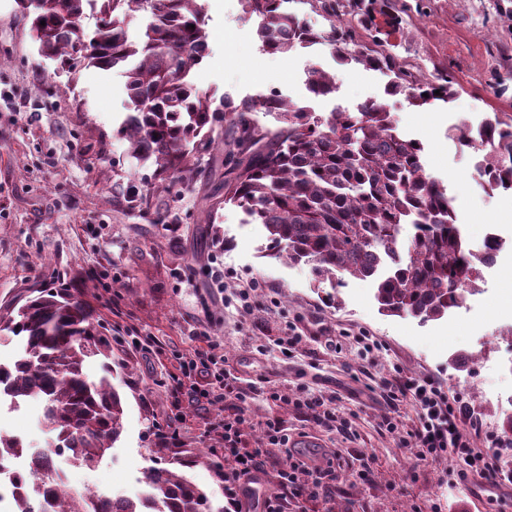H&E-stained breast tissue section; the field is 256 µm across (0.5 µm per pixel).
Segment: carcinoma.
I'll list each match as a JSON object with an SVG mask.
<instances>
[{
	"label": "carcinoma",
	"instance_id": "obj_1",
	"mask_svg": "<svg viewBox=\"0 0 512 512\" xmlns=\"http://www.w3.org/2000/svg\"><path fill=\"white\" fill-rule=\"evenodd\" d=\"M259 19L262 51L283 53L326 42L343 64H361L390 75L385 94L422 107L451 97L446 83L415 80L380 48L355 42L342 21L341 0H312L330 22L313 30L288 12L289 0H243ZM30 21L39 54L103 69L121 67L127 77L129 113L121 129L129 156L155 165L168 187L193 182L195 159L214 149L224 157V203L264 226L276 255L312 267L319 283L377 277L375 298L394 316L423 322L442 319L477 290L486 253L472 248L456 224L448 189L425 174L422 143L401 134L383 100L318 114L275 91L235 103L216 98L191 80L208 54L201 0H18ZM92 13L87 35L82 21ZM146 16L132 35L126 20ZM315 98L336 93L333 75L307 70ZM440 94H434V91ZM270 114L277 125L261 123ZM492 157L478 165L481 186L512 191V116L483 127ZM413 232L405 238L403 229ZM23 338L17 360L0 365V399L44 402L42 423L54 435L51 448L29 454L31 473L16 478L12 512H225L212 494L182 472L205 459L200 448L152 449L144 472L147 491L136 500L99 491L75 493L56 471L54 457L94 467L122 433L123 401L112 384V341L66 290L27 288L0 305V334ZM99 358L105 375L91 380L88 360ZM25 451L0 436V464Z\"/></svg>",
	"mask_w": 512,
	"mask_h": 512
}]
</instances>
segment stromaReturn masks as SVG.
I'll return each instance as SVG.
<instances>
[{
  "label": "stroma",
  "mask_w": 512,
  "mask_h": 512,
  "mask_svg": "<svg viewBox=\"0 0 512 512\" xmlns=\"http://www.w3.org/2000/svg\"><path fill=\"white\" fill-rule=\"evenodd\" d=\"M203 4L209 54L195 69L198 87L237 102L274 89L317 112L384 96L387 75L340 64L327 44L261 53L242 0ZM373 23L363 44L380 38L417 80L448 78V101L414 107L397 96L389 105L399 131L422 142L425 171L447 188L465 237L476 245L494 228L511 238L512 199L481 188L474 153L453 133L468 120L512 116V0H377ZM313 62L334 76V97L309 96ZM127 100L123 69H68L40 56L17 0H0V304L32 286L67 285L124 361L112 378L124 402L121 436L92 469L57 457L68 485L138 498L164 431L206 449V462L186 474L223 498L211 464L224 446L209 431L220 409L167 384L213 340L238 379L248 423L279 420L291 447L337 453L357 471L370 465L368 480L338 484L308 512H512V486H485L474 473L462 480L451 461L422 458L408 435L414 409H389L375 389L399 372L436 375L480 420L477 447L501 438L512 415V250L448 317L385 315L373 279L348 276L333 288L275 256L263 226L219 194L217 158H200L193 188L157 190L153 165L130 159L118 134ZM160 213L168 223H157ZM214 256L229 270L220 288L207 272ZM251 281L257 287L242 301ZM361 335L381 350L363 354ZM306 391L329 401L348 431L307 420L294 405ZM390 413L392 429L383 421ZM41 416L37 400L1 404L0 433L49 447Z\"/></svg>",
  "instance_id": "obj_1"
}]
</instances>
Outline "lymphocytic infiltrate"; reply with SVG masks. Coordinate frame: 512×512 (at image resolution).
Listing matches in <instances>:
<instances>
[{
	"mask_svg": "<svg viewBox=\"0 0 512 512\" xmlns=\"http://www.w3.org/2000/svg\"><path fill=\"white\" fill-rule=\"evenodd\" d=\"M223 356L210 354L196 362H183L179 375L173 376L174 389H181L186 378L198 369H205L212 398L222 404L224 414L210 423V429L224 440V498L232 512H242V498L246 484L265 467L266 450L256 442L252 432L246 431L247 409L243 402H231L238 387ZM381 396L388 405L409 403L418 421L409 435L422 457H446L460 461L463 472H474L492 484H512V473L495 465L497 448L475 450L465 433L471 416L461 403L459 395L449 394L447 387L436 377L398 376L382 380ZM352 472L340 466L322 469L311 461L296 459L278 474L276 492L264 495L262 512H288L290 501L311 502L329 497L337 483L351 480Z\"/></svg>",
	"mask_w": 512,
	"mask_h": 512,
	"instance_id": "obj_1",
	"label": "lymphocytic infiltrate"
}]
</instances>
